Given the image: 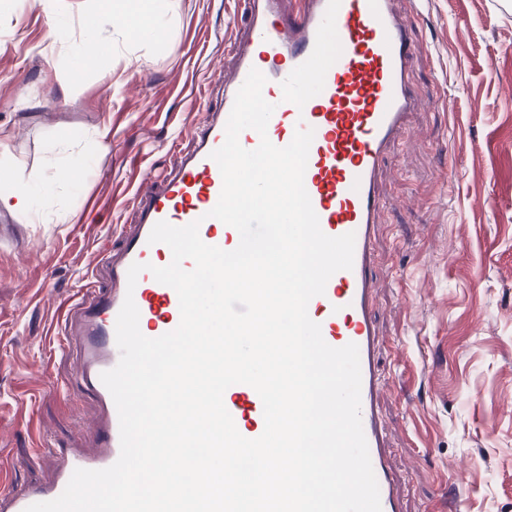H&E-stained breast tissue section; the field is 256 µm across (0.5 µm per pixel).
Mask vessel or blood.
<instances>
[{
	"mask_svg": "<svg viewBox=\"0 0 512 512\" xmlns=\"http://www.w3.org/2000/svg\"><path fill=\"white\" fill-rule=\"evenodd\" d=\"M241 0L247 30L226 44L233 76L218 105L207 106L188 146L175 147V165L149 188L136 191V222L119 247L101 254L97 276L80 296L63 307L57 322L60 355L75 359L76 368L62 381L66 391L86 392L99 413L93 451L56 447L62 464L44 484H12L14 461L0 463V512H25L38 502L57 498L78 468L103 469L120 454L119 418L100 375L120 358L115 324L126 296L140 312L142 334L157 338L180 322L176 291L150 272L127 286L132 263L156 264L169 248L149 243L158 222L182 227L198 223L201 240L223 246L210 215L223 186L214 150L225 141V126L236 94L250 69L267 78L262 93L274 104L269 140L288 145L297 128H313L304 186L322 231L330 236L355 235L352 269L335 273L323 295L308 304V315L320 324L327 344L356 343L361 366V419L379 487L382 512H405L400 476L390 461L381 396L384 383L377 368L381 349L374 317V249L384 201L378 178L388 150L402 135L416 102L411 73L416 48L409 25L394 11L392 0ZM224 405L239 433L248 439L264 431L263 403L249 385H235Z\"/></svg>",
	"mask_w": 512,
	"mask_h": 512,
	"instance_id": "vessel-or-blood-1",
	"label": "vessel or blood"
}]
</instances>
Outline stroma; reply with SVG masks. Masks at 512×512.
Returning a JSON list of instances; mask_svg holds the SVG:
<instances>
[{"label": "stroma", "mask_w": 512, "mask_h": 512, "mask_svg": "<svg viewBox=\"0 0 512 512\" xmlns=\"http://www.w3.org/2000/svg\"><path fill=\"white\" fill-rule=\"evenodd\" d=\"M0 0V452L16 485L61 465L34 434L88 446L94 408L58 383L61 301L133 223L146 170L174 162L232 78L235 0H169L158 35L145 0H112L128 33L89 27L97 0ZM420 49L417 106L379 179V370L407 512H512V0H394ZM61 38L49 39L50 29ZM449 96L455 111L438 103ZM107 152L92 149L97 130ZM20 186L31 210L6 207Z\"/></svg>", "instance_id": "35a3bbf8"}]
</instances>
